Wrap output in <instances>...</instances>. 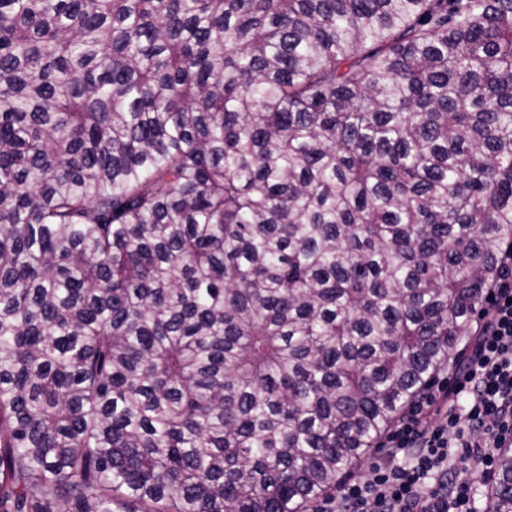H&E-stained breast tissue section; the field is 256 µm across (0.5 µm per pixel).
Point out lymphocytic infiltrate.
I'll use <instances>...</instances> for the list:
<instances>
[{
	"label": "lymphocytic infiltrate",
	"instance_id": "lymphocytic-infiltrate-1",
	"mask_svg": "<svg viewBox=\"0 0 512 512\" xmlns=\"http://www.w3.org/2000/svg\"><path fill=\"white\" fill-rule=\"evenodd\" d=\"M465 345L452 376L433 380L385 434V458L311 512H480L474 483L491 482L512 448V246Z\"/></svg>",
	"mask_w": 512,
	"mask_h": 512
}]
</instances>
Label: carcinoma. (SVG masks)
I'll return each instance as SVG.
<instances>
[{"instance_id":"obj_1","label":"carcinoma","mask_w":512,"mask_h":512,"mask_svg":"<svg viewBox=\"0 0 512 512\" xmlns=\"http://www.w3.org/2000/svg\"><path fill=\"white\" fill-rule=\"evenodd\" d=\"M511 240L512 0H0V512H308Z\"/></svg>"}]
</instances>
